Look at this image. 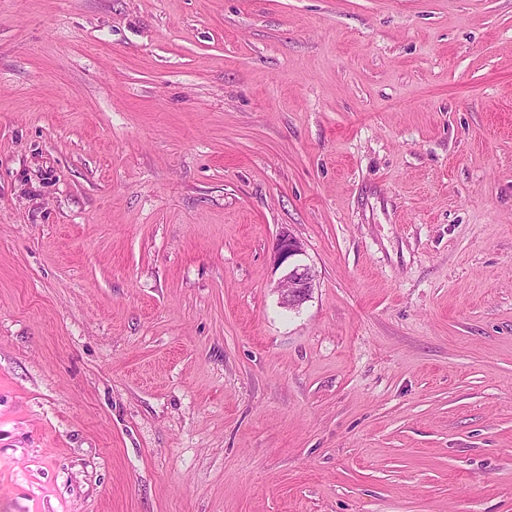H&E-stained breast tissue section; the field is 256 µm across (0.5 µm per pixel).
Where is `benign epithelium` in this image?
Segmentation results:
<instances>
[{
	"instance_id": "obj_1",
	"label": "benign epithelium",
	"mask_w": 512,
	"mask_h": 512,
	"mask_svg": "<svg viewBox=\"0 0 512 512\" xmlns=\"http://www.w3.org/2000/svg\"><path fill=\"white\" fill-rule=\"evenodd\" d=\"M304 248L301 241L290 233L279 234L273 247L276 266L285 267V274L278 282L281 304L289 309L302 305L315 288V276L310 267L302 261Z\"/></svg>"
}]
</instances>
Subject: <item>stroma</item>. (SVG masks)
<instances>
[{"label":"stroma","mask_w":512,"mask_h":512,"mask_svg":"<svg viewBox=\"0 0 512 512\" xmlns=\"http://www.w3.org/2000/svg\"><path fill=\"white\" fill-rule=\"evenodd\" d=\"M0 512H512V0H0ZM304 248L301 241L290 234L282 232L273 247V260L276 267L285 265V274L278 282L281 304L288 309L302 305L315 288V276L310 267L302 261Z\"/></svg>","instance_id":"35a3bbf8"}]
</instances>
